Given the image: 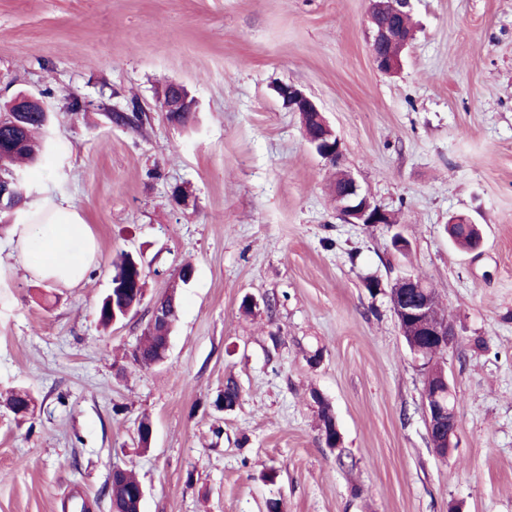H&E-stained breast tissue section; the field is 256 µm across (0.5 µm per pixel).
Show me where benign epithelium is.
<instances>
[{"label": "benign epithelium", "instance_id": "benign-epithelium-1", "mask_svg": "<svg viewBox=\"0 0 512 512\" xmlns=\"http://www.w3.org/2000/svg\"><path fill=\"white\" fill-rule=\"evenodd\" d=\"M396 4L391 0H369L368 22L369 43L372 60L378 70L391 73L401 65V53L412 40L409 29L390 27L382 22L389 9ZM175 96L159 95L157 104L160 111L196 112V101L190 97L185 86L174 83ZM288 107L301 114L311 116L322 127L323 134L316 138L306 137L314 151L327 163H340V142L329 126L317 104L297 87L288 86ZM343 190L336 196V208L348 224H388V214L373 205L369 196L362 190L356 178L349 172L343 173ZM427 294V284L411 274L400 276L390 288V302L393 313L400 324L414 325V335L430 336L445 348L456 342L457 333L453 325L430 313L427 299L408 300L406 291ZM452 389L445 377H440L429 392V402L425 403V416L428 435L436 434L447 442L445 448H434L436 454L444 456L453 447L457 436L456 409L449 401Z\"/></svg>", "mask_w": 512, "mask_h": 512}]
</instances>
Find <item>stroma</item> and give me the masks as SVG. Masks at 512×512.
I'll list each match as a JSON object with an SVG mask.
<instances>
[{"mask_svg": "<svg viewBox=\"0 0 512 512\" xmlns=\"http://www.w3.org/2000/svg\"><path fill=\"white\" fill-rule=\"evenodd\" d=\"M410 3L416 38L388 75L368 0H0V107L27 92L50 113L28 197L67 199L98 246L82 284L40 281L11 246L24 212L0 215V395L35 398L22 422L0 403V512H62L75 489L111 512L117 466L144 485L142 512H266L272 499L284 512H512V0ZM173 81L198 103L185 126L157 109ZM288 84L317 102L339 167L395 227L343 223L336 169L277 93ZM133 101L149 122L113 125ZM455 215L479 224L481 250L450 242ZM123 252L142 260L146 291L105 328ZM405 272L433 285L458 333L444 458L390 304ZM172 289L168 356L139 366L131 353ZM230 379L241 400L225 411ZM325 405L337 448L319 430Z\"/></svg>", "mask_w": 512, "mask_h": 512, "instance_id": "1", "label": "stroma"}]
</instances>
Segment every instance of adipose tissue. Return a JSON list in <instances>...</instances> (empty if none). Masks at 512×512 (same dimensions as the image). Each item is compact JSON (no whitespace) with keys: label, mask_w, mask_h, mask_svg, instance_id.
I'll return each instance as SVG.
<instances>
[{"label":"adipose tissue","mask_w":512,"mask_h":512,"mask_svg":"<svg viewBox=\"0 0 512 512\" xmlns=\"http://www.w3.org/2000/svg\"><path fill=\"white\" fill-rule=\"evenodd\" d=\"M12 246L32 277L63 286L82 283L96 258L89 224L62 198L35 201L14 226Z\"/></svg>","instance_id":"1"}]
</instances>
